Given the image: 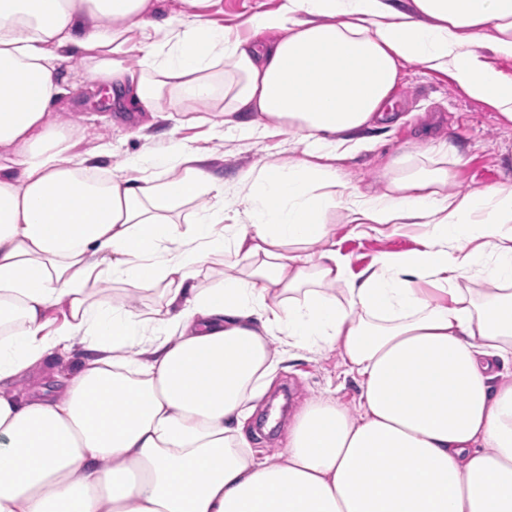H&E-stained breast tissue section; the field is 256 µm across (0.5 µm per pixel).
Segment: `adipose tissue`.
Wrapping results in <instances>:
<instances>
[{
    "instance_id": "1",
    "label": "adipose tissue",
    "mask_w": 512,
    "mask_h": 512,
    "mask_svg": "<svg viewBox=\"0 0 512 512\" xmlns=\"http://www.w3.org/2000/svg\"><path fill=\"white\" fill-rule=\"evenodd\" d=\"M180 2L158 20V0H0V512H512V185L449 195L465 154L445 142L392 155L380 194L333 164L337 134L392 118L407 62L512 122L483 55L512 59V0H282L244 36ZM78 85L304 149L228 184L174 137L104 174L50 119ZM340 209L422 225L421 247L351 275L311 250ZM77 344L52 393L17 395ZM334 348L358 415L308 400L255 456L245 422L278 364ZM101 288L104 289V295H111L113 297L114 293V300L120 303L130 304V305H136L137 307H144V305H150L153 304L157 298L156 297H150L145 298L140 294L138 291L128 288L125 291H117L114 292L113 288H123L120 285H111V284H104L101 286ZM112 288V290H111Z\"/></svg>"
}]
</instances>
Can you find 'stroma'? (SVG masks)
<instances>
[{
  "label": "stroma",
  "instance_id": "obj_1",
  "mask_svg": "<svg viewBox=\"0 0 512 512\" xmlns=\"http://www.w3.org/2000/svg\"><path fill=\"white\" fill-rule=\"evenodd\" d=\"M280 4L281 0H220L210 9L209 18L217 25L241 32L253 12L274 11ZM394 97V118L365 130L361 145L335 162L351 187L381 193L384 183L380 171L389 157L406 149L426 147L432 140L459 145L466 153L464 164L456 168L448 185L449 194L512 184V123L501 120L488 103L463 94L448 74L414 63L405 64ZM52 117L80 128L82 150L92 151L101 143H109L111 152L102 156L99 164L115 174L122 172L129 157L165 147L175 132L207 149L212 155L214 172L228 180L251 167L286 165L303 149L302 143L294 139L285 143L277 137L241 141L229 131L223 141L210 140L206 137V126L178 130L173 120H154L146 113L125 112L91 97L69 96L60 100ZM143 123L149 126L146 137L132 135V128ZM419 234V227L414 225L382 233L357 228L347 223L344 211L340 210L330 241L348 257L351 271L356 274L380 253H405L418 248ZM285 385L291 389L288 409L281 413L276 432L254 440L252 447L258 456L272 457L282 451L292 413L308 399L331 395L350 411L359 408V383L348 374L338 350L305 353L278 366L268 390L254 401L256 411L246 422L247 430L258 429L262 416L274 403L275 394Z\"/></svg>",
  "mask_w": 512,
  "mask_h": 512
}]
</instances>
